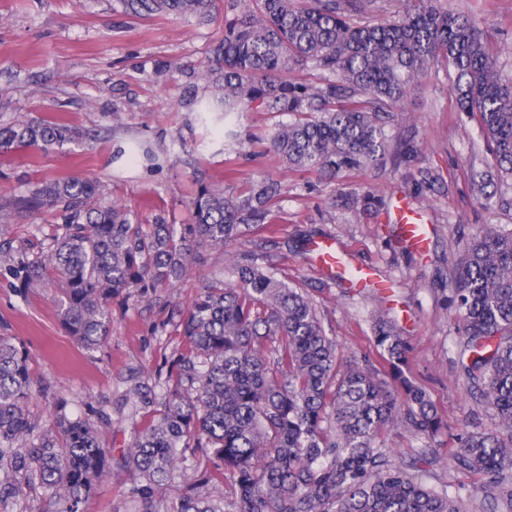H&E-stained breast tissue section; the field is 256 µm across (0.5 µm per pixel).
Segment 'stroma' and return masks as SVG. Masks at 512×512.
<instances>
[{
    "label": "stroma",
    "mask_w": 512,
    "mask_h": 512,
    "mask_svg": "<svg viewBox=\"0 0 512 512\" xmlns=\"http://www.w3.org/2000/svg\"><path fill=\"white\" fill-rule=\"evenodd\" d=\"M448 9L475 16L490 54L512 75V0H441ZM224 31V14L140 16L127 0H0V123L53 119L95 139L50 152L21 150L0 156L1 248L49 243L57 229L53 212L20 214L14 202L42 180L97 178L105 198L125 203L139 218L164 215L191 221L189 202L198 179L236 195L251 181L277 180L282 194L272 207L271 232L255 230L224 250H209L174 287L134 304L112 306V333L93 353L63 329L52 302L54 288L19 294L0 261V334L19 337L43 390L30 405L46 421L59 397L72 414L86 400L110 414L101 428L105 447L128 448L148 419L136 408L158 379L167 377L181 347L167 325L185 308L202 279L224 267L228 256L266 250L280 275L311 290L339 360L374 356L371 316L390 321L410 348L407 376L422 385L448 424L444 453L456 446L463 422L500 433L495 413L467 391L456 365L459 320L448 302L451 262L461 251L462 230L495 224L512 230V179L498 187L502 203L482 205L468 176L492 155L474 119L459 112L446 76L423 79L394 112L390 151L380 166L345 170L330 179L285 168L259 136L288 122L284 112L254 105L236 116L245 138L224 141V116L203 113L200 101L215 92L203 75L210 49ZM372 192L376 208L351 213L331 209L334 195ZM421 214L428 246L404 244L395 219L399 205ZM334 240L351 264L372 270L387 291L354 288L323 274L307 240ZM131 480L113 468L87 512H129Z\"/></svg>",
    "instance_id": "1"
}]
</instances>
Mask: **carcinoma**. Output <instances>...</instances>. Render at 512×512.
<instances>
[{
  "instance_id": "1",
  "label": "carcinoma",
  "mask_w": 512,
  "mask_h": 512,
  "mask_svg": "<svg viewBox=\"0 0 512 512\" xmlns=\"http://www.w3.org/2000/svg\"><path fill=\"white\" fill-rule=\"evenodd\" d=\"M436 0H408L392 20L353 22L377 0H252L224 16V37L206 77L219 94L201 111L229 117L258 102L294 120L262 136L289 168L334 176L376 166L389 150L390 113L439 65L452 75L457 109L476 118L492 166L471 174L472 191L512 176V78L486 50L468 14ZM140 15H211L214 0H128ZM317 71L318 86L288 79ZM53 120L0 124V154L47 151L83 140ZM272 178L236 196L198 181L192 224L158 215L144 222L103 200L97 182L69 177L36 184L20 213L50 210L60 220L46 255L5 253L23 290L54 279L60 322L86 351L112 332V302L142 299L181 280L204 258L254 227L270 229ZM347 210L375 204L369 194L340 195ZM452 297L461 323L457 365L470 393L498 416L507 437L460 429L448 465L482 476L483 501L512 512V231L481 225L453 264ZM184 348L150 406L149 424L122 451L132 477L133 512H469L461 486H431L448 429L426 390L401 369L409 348L391 323L374 321L379 360L341 362L309 294L288 283L256 251L241 255L230 278L205 280L184 312L171 318ZM29 351L0 335V512H26L27 492L43 489L54 512H83L112 471L100 440L110 421L103 405L67 414L58 399L50 421L32 420L37 391ZM403 428L425 440L410 464L398 463L383 435ZM181 480L172 508L163 486ZM212 486L216 497L197 489Z\"/></svg>"
}]
</instances>
